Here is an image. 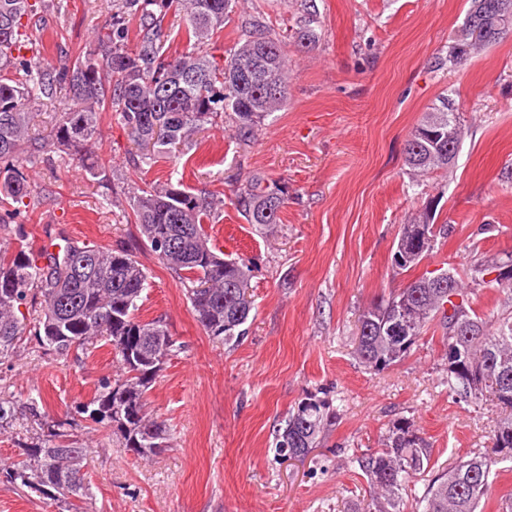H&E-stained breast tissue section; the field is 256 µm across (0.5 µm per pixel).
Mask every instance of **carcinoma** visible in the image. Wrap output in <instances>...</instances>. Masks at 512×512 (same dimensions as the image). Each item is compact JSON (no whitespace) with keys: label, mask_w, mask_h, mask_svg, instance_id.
Returning <instances> with one entry per match:
<instances>
[{"label":"carcinoma","mask_w":512,"mask_h":512,"mask_svg":"<svg viewBox=\"0 0 512 512\" xmlns=\"http://www.w3.org/2000/svg\"><path fill=\"white\" fill-rule=\"evenodd\" d=\"M234 4L235 0H115L93 49L56 73L18 54L24 42L23 18L33 5L29 0H0V224L14 225L17 241L16 247L0 250V362L11 357L25 337L60 356L99 341L112 346L122 376L102 380L77 413L112 429L123 447L141 457L168 448V428L150 415L147 393L164 361L181 346L163 319H141L148 275L132 251L68 241L55 252L32 249L18 222L17 204L33 195L23 163L62 147L98 177L102 165L91 148L100 135L105 110L115 115L129 140L140 148L137 161L146 165L161 154L176 158L178 146L186 145L224 112L234 115L238 136L249 138L287 102L288 58L281 35L255 23L218 59L201 50L169 51L163 26L170 10L183 13L186 40L199 47L224 28ZM467 18L487 20L495 32L477 42L468 29H462L442 63L457 65L475 50L499 41L512 28V0H471ZM133 19L139 21L143 35L129 50ZM313 24L310 12L299 21L294 32L297 46L316 41ZM251 57L265 61L266 72L240 85L239 64ZM62 89L72 105L61 115L54 138L35 148L28 139L33 119L29 105ZM462 136V117L455 101L447 97L424 114L406 141L405 163L423 174L446 173ZM284 201V189L260 176L237 193V206L250 224L279 223ZM129 205L143 245L182 279L205 333L226 345L239 343L254 309L253 302L241 295L249 289L250 270L245 261L226 259L209 246L203 224L216 202L168 178L137 188ZM450 229L434 223L428 212L402 225L395 250L401 260L394 266L402 271L416 268ZM507 266L512 267V252L478 262L466 270L467 284L450 268L449 289L437 287L433 273L425 272L362 310L355 355L375 371L404 360L431 325L440 333L445 352L459 344L457 328L466 326L472 332L466 340L469 352L456 358L457 367L448 368V391L466 404L488 402L499 410L493 424L494 454L475 449L442 471H434L432 446L408 418L392 422L382 447L354 451L352 460L374 490L373 512H403V495L421 481L424 489L417 497V512H482L489 502L495 466L512 460V305L491 324L473 307L474 296L484 288L512 300V277L486 280V275ZM452 295L460 297V303L449 315ZM399 319L406 330L397 339L388 329ZM337 419L338 409L331 403L305 395L277 430V455L304 461ZM15 421L14 403L0 397V431L13 428ZM64 436L58 427L48 430L47 438L25 445L22 459L0 473L22 489L65 502L66 512H80L79 502L91 494L84 472L87 449L63 444Z\"/></svg>","instance_id":"1"}]
</instances>
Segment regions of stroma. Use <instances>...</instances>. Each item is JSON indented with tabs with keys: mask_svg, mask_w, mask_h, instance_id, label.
<instances>
[{
	"mask_svg": "<svg viewBox=\"0 0 512 512\" xmlns=\"http://www.w3.org/2000/svg\"><path fill=\"white\" fill-rule=\"evenodd\" d=\"M303 4L238 0L207 50L223 55L256 20L292 31ZM315 4L319 39L289 46L287 104L250 140L237 137L227 115L192 138L185 163L141 168L106 111L95 147L105 179L62 151L26 164L38 187L24 222L33 248L69 239L134 249L149 283L141 317L163 318L184 348L148 393L170 440L146 458L76 411L102 379L118 377L110 346L61 357L22 345L0 363V394L14 396L19 415L16 430L0 433V468L18 460L19 440L46 433L23 417L31 397L90 451L85 512H363L369 487L351 454L379 447L394 419L413 420L440 468L490 447L491 412L449 394L432 334L380 372L359 363L354 343L361 311L413 279L392 255L400 226L424 208L453 231L419 271L461 273L512 252V32L442 69L437 61L460 36L470 0ZM111 13L112 0H39L26 27L31 55L62 67L94 43ZM443 96L464 118L455 165L445 174L410 171L404 145ZM70 105L62 92L33 103L32 140L47 141ZM171 175L221 198L205 226L210 243L251 264L254 309L237 345L204 332L183 284L140 247L127 220L133 188ZM256 175L284 188L280 223L251 224L237 210L236 190ZM309 393L337 407L340 421L305 461L280 459L276 431Z\"/></svg>",
	"mask_w": 512,
	"mask_h": 512,
	"instance_id": "obj_1",
	"label": "stroma"
}]
</instances>
